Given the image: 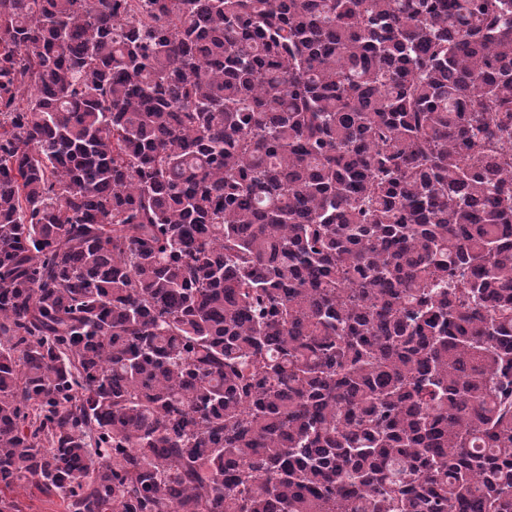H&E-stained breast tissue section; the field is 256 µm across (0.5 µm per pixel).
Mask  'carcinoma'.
Instances as JSON below:
<instances>
[{
    "label": "carcinoma",
    "mask_w": 512,
    "mask_h": 512,
    "mask_svg": "<svg viewBox=\"0 0 512 512\" xmlns=\"http://www.w3.org/2000/svg\"><path fill=\"white\" fill-rule=\"evenodd\" d=\"M512 512V0H0V512ZM21 505L23 512H63L61 501L57 497H47L36 489L21 483L9 494Z\"/></svg>",
    "instance_id": "cac0c4a2"
}]
</instances>
